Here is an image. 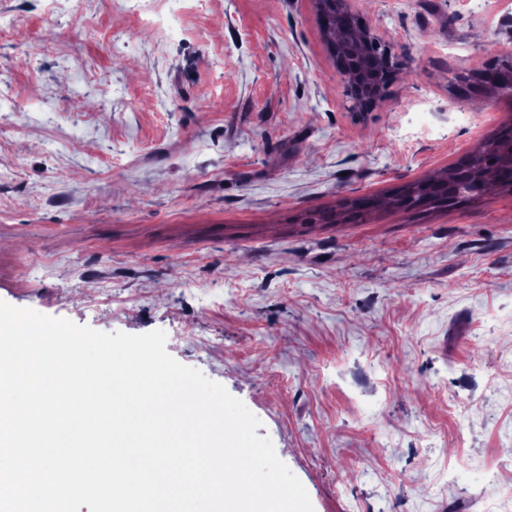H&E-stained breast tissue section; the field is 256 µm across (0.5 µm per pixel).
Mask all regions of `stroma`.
Masks as SVG:
<instances>
[{"instance_id": "1", "label": "stroma", "mask_w": 512, "mask_h": 512, "mask_svg": "<svg viewBox=\"0 0 512 512\" xmlns=\"http://www.w3.org/2000/svg\"><path fill=\"white\" fill-rule=\"evenodd\" d=\"M402 67L357 111L314 0H0V301L160 329L314 512H498L512 194L306 224L447 170L512 101V0H350ZM478 84L481 92L477 95L487 98L495 97L501 86L512 85V59L508 58V64L505 66L503 63L497 65V57H495L490 67L482 72Z\"/></svg>"}]
</instances>
